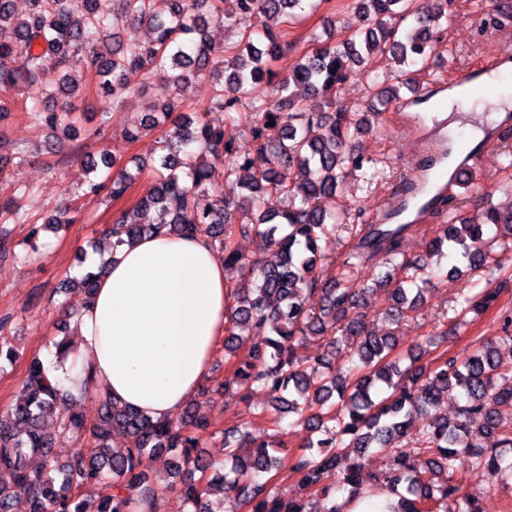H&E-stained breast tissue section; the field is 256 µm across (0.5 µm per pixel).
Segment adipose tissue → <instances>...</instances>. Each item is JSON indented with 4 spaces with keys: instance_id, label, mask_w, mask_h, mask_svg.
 <instances>
[{
    "instance_id": "1",
    "label": "adipose tissue",
    "mask_w": 512,
    "mask_h": 512,
    "mask_svg": "<svg viewBox=\"0 0 512 512\" xmlns=\"http://www.w3.org/2000/svg\"><path fill=\"white\" fill-rule=\"evenodd\" d=\"M224 260L201 236H146L118 248L75 315L80 354L97 395L154 420L180 415L209 379L224 335Z\"/></svg>"
}]
</instances>
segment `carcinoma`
<instances>
[{"label": "carcinoma", "mask_w": 512, "mask_h": 512, "mask_svg": "<svg viewBox=\"0 0 512 512\" xmlns=\"http://www.w3.org/2000/svg\"><path fill=\"white\" fill-rule=\"evenodd\" d=\"M28 0L20 14L15 0H0V91H34L32 105L21 111L51 135L76 131L78 107L72 103L79 87L71 69L85 65L91 80L120 107L132 95L145 96L156 82L172 93L192 77L211 82L213 93L201 116L171 119L176 97L152 106L127 141L135 142L161 123L172 128L157 141L158 167L131 210L112 222V249L156 233L207 237L224 256V266L240 269L241 279L228 286L231 315L224 330V358L248 347L246 358L233 362L243 401L258 391L277 394L261 414L274 424L284 412L297 415L295 424L321 438L310 440L288 458L278 455L275 441L252 438L238 429L224 430V466L204 459L200 431L207 427L198 410L180 423L153 421L110 398L102 399L101 424L88 430L84 419L64 395L60 382L38 357L29 360L15 404L0 414V512H12L13 489H24L30 512H139L166 486L149 476L152 458L171 455V477L190 512H212L209 495L218 490L236 494L247 512H343L336 490L361 493L362 459L371 452L388 455L378 484L400 490L398 505L388 512H482L478 498L461 495L452 485L456 466L468 463L480 478L512 476V419L501 408L512 405V362L496 342L512 345V317L501 325L499 340L479 342L464 359H445L435 368L422 363L426 346L416 345L401 367L395 355V330L383 335L368 329L362 303L344 278L359 265L387 271L377 277L390 289L386 318L398 326L422 308L425 287L434 273L429 260L456 253L474 273L492 275L501 257L512 252V211L488 204L479 222L448 210V222L425 241V255L410 259L400 250L415 224H363L361 212L336 201L351 175L371 183L378 170L352 143L360 123L356 113L336 105V93L353 72L370 68L374 49L388 46L395 63L391 84L372 86L362 112L377 117L413 90L420 71L434 55L433 29L454 13L455 0H433L422 11L416 0H353L364 28L342 46L332 29L311 31L292 69L277 83L278 97L265 96L275 73L270 67L288 45L276 27L299 25L323 0H170L168 14L155 10L154 0ZM255 25L239 32L231 44H216L208 29L234 28L244 18ZM127 24L147 27L149 37L136 44L121 41ZM251 109L256 123L249 132L254 150L237 154L224 126ZM274 125H268V122ZM120 149L107 143L100 150L104 172L88 181L84 194L101 192L118 201L135 182L118 165ZM224 166V186L210 185V169ZM214 201L199 207L198 198ZM276 194L282 208L259 210L260 200ZM19 197L0 204V218L19 220ZM342 224L352 244L343 261L327 262L319 241ZM252 234L278 260L266 263L236 245L238 235ZM106 263L97 271L67 281L92 296ZM499 289L462 296L458 323L484 310ZM312 340L319 346H345L349 366L342 370L323 355L308 363L296 349ZM20 357L8 336L0 335V364ZM463 404L457 417L434 416L414 448H400L413 416L429 411L450 390ZM90 437L65 459L55 448L64 438ZM354 448L357 460L342 471L343 449ZM37 454L41 466L28 467ZM301 493L283 498L261 476L283 466Z\"/></svg>", "instance_id": "1"}]
</instances>
